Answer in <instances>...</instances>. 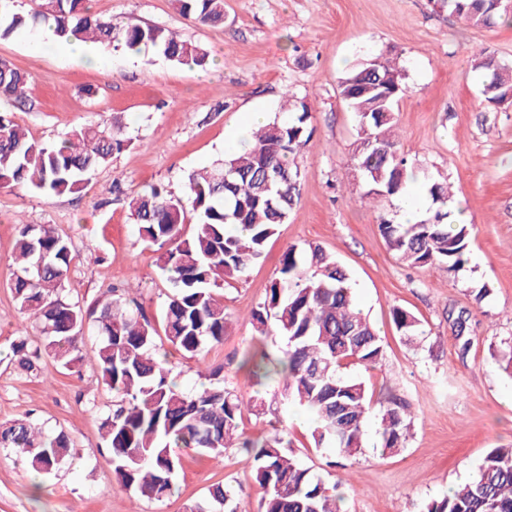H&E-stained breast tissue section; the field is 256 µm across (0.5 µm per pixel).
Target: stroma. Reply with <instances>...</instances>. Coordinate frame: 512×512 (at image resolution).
I'll return each mask as SVG.
<instances>
[{"instance_id":"35a3bbf8","label":"stroma","mask_w":512,"mask_h":512,"mask_svg":"<svg viewBox=\"0 0 512 512\" xmlns=\"http://www.w3.org/2000/svg\"><path fill=\"white\" fill-rule=\"evenodd\" d=\"M93 15L158 25L208 48L212 63L188 69L151 53L109 52L95 66L70 57L64 43L33 52L34 31L0 37V58L29 76V105L0 109L42 143L73 127L110 124L122 113L135 145L97 169L78 195L47 197L26 187H0V422L29 417L47 432H65L76 454L49 477L35 479L9 450L0 449V512H188L215 483L257 503L256 462L242 448L213 457L180 449L175 489L148 501L117 484L101 422L112 394L94 368L61 369L43 358L37 374L12 362V341L40 334L6 285L20 223L55 224L71 239L74 261L65 281L71 301L87 304L108 287L135 285L145 314L159 319L169 292L113 182L125 192L149 185L182 196L189 172L225 155L224 140L246 113L281 115L285 95L305 101L312 135L295 162L301 197L266 243L263 257L222 290L229 321L222 345L189 357L173 353L184 391L205 385L199 368H222L226 385L244 397L261 394L263 415L244 412L245 438L287 427L288 454L326 483L344 480L346 512H424L431 500L464 482L487 452L512 445V376L498 368L512 340V110L491 107L472 54L484 47L512 65V25L475 26L450 15L440 0H224V24L184 18L173 0H90ZM398 60L408 88L396 109L399 150L411 168L447 181L472 226L468 261L456 272L412 268L391 252L381 220L399 221L395 199L361 202L365 184L350 161L357 127L340 96L347 66ZM318 246L349 272L357 305L376 325L384 357L377 369L351 376L409 406L413 426L395 455L377 448L369 417L363 446L345 467L315 447L311 415L283 400L277 386L255 391L237 363L256 343L253 309L281 268L289 246ZM490 290L475 301V288ZM470 312L469 346H462L449 312ZM403 309L425 331L407 342L393 312Z\"/></svg>"}]
</instances>
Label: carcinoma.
<instances>
[{"label":"carcinoma","mask_w":512,"mask_h":512,"mask_svg":"<svg viewBox=\"0 0 512 512\" xmlns=\"http://www.w3.org/2000/svg\"><path fill=\"white\" fill-rule=\"evenodd\" d=\"M442 2L449 13L474 25L512 23V9L491 11L484 0ZM174 3L187 19L214 27L224 23V0ZM49 20L56 36L68 43H94L127 55L158 51L192 69L210 64L203 46L160 26L95 18L87 0H41L33 13L16 11L14 0H0V37ZM473 67L482 72L485 89L512 85V68L485 48L474 53ZM403 79L398 67L381 61L352 68L340 82L342 100L357 121L351 162L366 180L367 197L398 196L414 176L394 134L395 107L407 92ZM26 85V75L1 59L0 100L28 105ZM396 85V94L383 97ZM287 103L288 117L276 116L252 130V148L226 154L210 168L188 174L185 199L155 187L125 196L142 240L165 249L158 265L170 288L163 309L165 336L186 354L224 343L220 290L225 282L242 278L262 257L267 240L300 199L301 174L294 159L309 137V112L302 100L290 98ZM132 145L118 116L108 127L85 124L66 133L61 142L46 144L28 137L10 113L0 111V184L27 186L48 197L77 194L87 188L92 172ZM430 194L438 206L433 216L415 224L383 219L382 237L411 267L457 271L465 264L471 226L448 223L446 183L433 182ZM189 213L194 219L190 235L184 232ZM72 262L70 238L57 225H18L7 284L41 341L33 346L21 337L11 343V353L29 373L39 370L43 354L68 370L87 357L93 359L98 381L114 396L102 430L121 488L159 501L173 490L178 449L222 455L236 446L254 452L255 481L263 490L257 508L218 483L189 512H344L341 484L327 486L284 453L285 430L237 442L243 410H256L263 401L246 400L227 387L221 369L211 370L209 385L198 391L190 394L178 388L167 354L157 347L154 324L129 289L112 287L108 298L87 308L69 300L64 282ZM469 321L465 309L452 321L455 336L464 339V351ZM250 323L259 336L286 338L288 351L274 358L261 345L243 358L240 368L258 384L281 385L284 399L313 414L315 447L352 456L361 447L363 428L376 404L382 453L405 447L411 428L406 403L392 395L377 403L362 380L347 374L352 366L379 364L383 346L355 303L349 272L336 258L318 246L288 247L279 276L263 304L251 313ZM394 324L409 341L423 334L418 319L407 311H395ZM87 327L98 337L90 356L83 352ZM0 448L9 449L38 477L58 470L74 451L68 435L47 434L27 418L0 423ZM426 512H512V447L491 449L469 482L432 501Z\"/></svg>","instance_id":"cac0c4a2"}]
</instances>
